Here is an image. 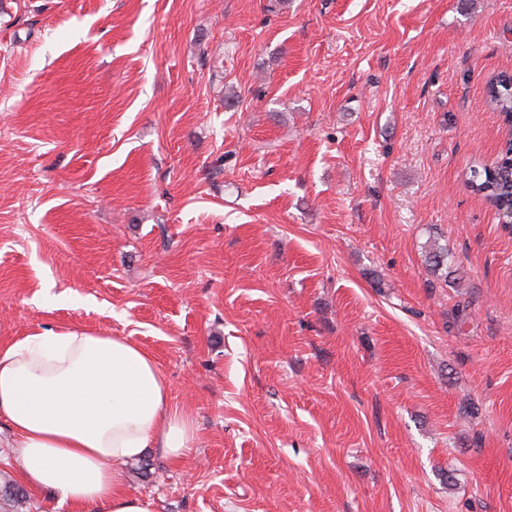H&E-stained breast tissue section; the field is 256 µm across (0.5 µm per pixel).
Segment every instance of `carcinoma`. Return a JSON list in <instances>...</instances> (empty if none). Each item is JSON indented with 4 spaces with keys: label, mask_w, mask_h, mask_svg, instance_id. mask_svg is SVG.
<instances>
[{
    "label": "carcinoma",
    "mask_w": 512,
    "mask_h": 512,
    "mask_svg": "<svg viewBox=\"0 0 512 512\" xmlns=\"http://www.w3.org/2000/svg\"><path fill=\"white\" fill-rule=\"evenodd\" d=\"M488 105L502 117L505 131L503 146L495 163L471 170L470 185L489 200L496 211H512V74L500 73L486 86ZM0 496L10 502L11 512H26L27 496L14 486L0 489Z\"/></svg>",
    "instance_id": "carcinoma-1"
}]
</instances>
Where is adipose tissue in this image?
Listing matches in <instances>:
<instances>
[{"label":"adipose tissue","instance_id":"adipose-tissue-1","mask_svg":"<svg viewBox=\"0 0 512 512\" xmlns=\"http://www.w3.org/2000/svg\"><path fill=\"white\" fill-rule=\"evenodd\" d=\"M0 419L23 480L72 512H157L128 492L126 464L150 448L180 462L196 437L156 359L129 337L88 328L0 345Z\"/></svg>","mask_w":512,"mask_h":512}]
</instances>
